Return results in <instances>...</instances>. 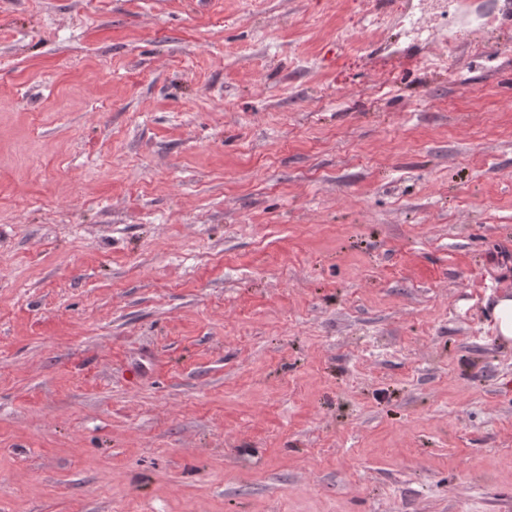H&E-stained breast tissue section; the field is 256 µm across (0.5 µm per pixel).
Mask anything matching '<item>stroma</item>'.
Instances as JSON below:
<instances>
[{"mask_svg":"<svg viewBox=\"0 0 512 512\" xmlns=\"http://www.w3.org/2000/svg\"><path fill=\"white\" fill-rule=\"evenodd\" d=\"M512 0H0V512H512ZM492 318L497 336L504 342L512 340V297H498L492 307Z\"/></svg>","mask_w":512,"mask_h":512,"instance_id":"35a3bbf8","label":"stroma"}]
</instances>
